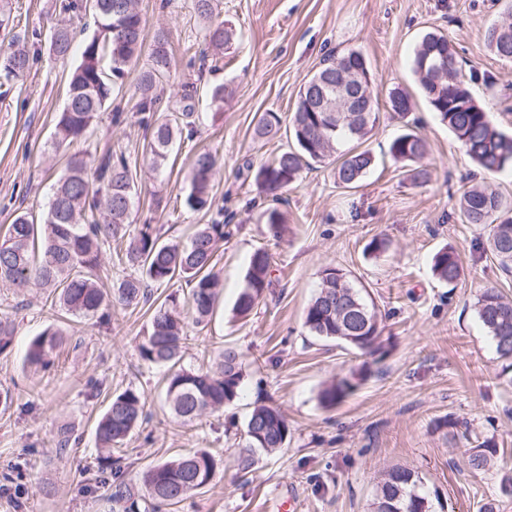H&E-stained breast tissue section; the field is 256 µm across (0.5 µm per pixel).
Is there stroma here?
I'll return each instance as SVG.
<instances>
[{"instance_id": "35a3bbf8", "label": "stroma", "mask_w": 512, "mask_h": 512, "mask_svg": "<svg viewBox=\"0 0 512 512\" xmlns=\"http://www.w3.org/2000/svg\"><path fill=\"white\" fill-rule=\"evenodd\" d=\"M59 0H0L10 9L16 33L35 53L30 74L7 82L0 94V225L20 212L41 217L62 154L48 150L65 105L64 79L76 58L49 51L51 37L67 25L76 44L94 33L92 16H69ZM504 0H214L216 19L229 21L237 36L216 70L197 73L204 30L193 0H138L145 20L144 43L168 35L175 65L166 95L196 85L193 140H176L163 173L144 161L146 134L136 109L138 81L148 55L133 62L86 150L111 141L137 166L141 194L131 224L160 227L165 241L187 244L199 225L212 223L216 208L232 221L217 251L215 273L222 290L207 326L193 321L185 280L153 288L149 303L113 305L107 316L61 315L44 290L0 285V312L15 321L10 348L0 353V393L12 403L0 410V472L22 478L16 491L0 494V512H108L103 489L87 491L101 465L95 429L110 394L144 392L139 426L113 457L136 485L147 467L191 450L206 449L221 460L210 485L189 496L177 512H277V501L294 493L298 512H371L385 471L407 467L422 477L427 494L440 495L448 512H479L492 502L512 512L498 480L512 472V368L498 359L475 310L478 296L496 288L512 297V271H503L488 249L490 228L464 223L459 212L463 184L486 181L512 199V170L481 171L420 94L411 69L422 33L440 30L452 40L474 100L491 123L512 133V59L495 56L488 31L503 18ZM356 50L366 59L378 94V120L360 149L374 167L356 187L337 185L331 161L303 169L282 189L288 230L273 237L261 217L269 200L255 182L257 168L287 149V137L256 138L267 112L289 124L300 88L327 55ZM224 87V106L207 95ZM406 89L415 101L407 119L392 112L390 88ZM120 113L112 122V113ZM410 129L428 144L423 163L430 182L414 183L411 163L394 160L391 140ZM219 157L213 179L216 207L194 212L185 204L189 171L197 150ZM387 247L371 250L374 239ZM459 254L464 274L452 285L432 272L442 247ZM274 259L272 285L247 318L233 315L251 253ZM346 273L367 289L385 317L389 350L366 356L335 341L314 338L304 311L325 269ZM177 295L188 343L180 367L212 369L225 347L240 355L246 376L239 398L201 421L184 424L164 400L165 368L145 363L138 347L156 303ZM62 330L54 366H26L30 339L46 328ZM370 364L372 374L335 408L319 394L334 377ZM281 409L288 420L287 444L258 450L248 471L239 456L247 444L246 423L256 402ZM69 427L66 449L57 442ZM494 440L496 465L474 472L466 452L475 439Z\"/></svg>"}]
</instances>
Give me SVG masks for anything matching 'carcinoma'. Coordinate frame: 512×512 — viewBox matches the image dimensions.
Listing matches in <instances>:
<instances>
[{
	"instance_id": "1",
	"label": "carcinoma",
	"mask_w": 512,
	"mask_h": 512,
	"mask_svg": "<svg viewBox=\"0 0 512 512\" xmlns=\"http://www.w3.org/2000/svg\"><path fill=\"white\" fill-rule=\"evenodd\" d=\"M194 9L207 21L204 39L208 49L215 55L223 54L234 41L235 29L227 22L212 21L213 0H194ZM59 10L75 15L92 12L97 31L84 44L78 64L67 77L66 105L55 126L57 152L90 139L100 112L123 85L128 67L142 54L145 26L137 0H93L90 4L60 0ZM505 12L508 19L490 29L488 46L497 56L508 59L512 57L511 2L506 3ZM0 30L11 35L10 48L0 50V76L22 77L31 69L34 55L22 44L21 36L13 33L10 12L2 8ZM72 48L70 30L58 28L50 50L65 59ZM355 64L366 65L356 50L331 56L300 90L291 118L293 147L280 152L256 173V182L272 194L274 201L280 200L277 191L293 182L304 167L336 153L338 144L362 141L372 131L377 93L370 81L354 89L367 111L314 109L311 85L321 81L334 86L336 77ZM411 65L425 100L477 166L487 172L512 166V136L496 128L472 97L448 37L437 32L424 34L414 49ZM171 68L168 37L160 31L154 36L150 63L139 77L140 98L136 104L147 131L143 157L157 172L165 167L176 138L190 140L195 134L193 123L188 121L192 116V94L186 92L164 105L158 93ZM388 98L397 114L405 116L412 111L405 91L395 90ZM280 130V119L266 113L254 132L270 141L279 137ZM390 153L396 160L419 163L427 153V144L416 133L404 132L392 140ZM217 165V156L209 150L194 154L191 190L185 199L189 209L199 211L212 206ZM371 165L372 156L365 150L342 153L337 156L333 176L337 184L352 187ZM137 196V172L124 155L113 156L109 147L95 166L78 154L69 156L40 220L18 213L0 237V283L45 288L52 304L60 310L85 317L105 312L114 301L137 305L148 300L150 284L160 286L182 277L192 284L188 305L195 322H204L212 316L218 296L213 261L219 243L224 241V209L218 210L219 219L200 225L189 245L180 246L162 241L150 224L141 225L134 233L128 230L129 214ZM459 209L468 224H493L490 251L504 270L511 271L512 202L492 186L476 184L461 193ZM263 218L274 233L284 230L285 214L278 207L267 208ZM114 238L126 239L124 263L140 275L106 289L101 277L102 257ZM432 271L439 280L455 283L462 275L459 256L450 247L439 249L433 256ZM271 274V254L263 249L254 251L244 288L235 303L236 315L245 317L252 312L270 287ZM475 308L498 357L512 362V299L488 288L477 298ZM176 309L174 297L166 298L154 309L139 355L149 364L168 367L167 405L177 419L189 423L232 404L240 395L245 374L240 356L232 347L221 352L214 370L176 368L186 340L184 322ZM304 325L318 338L344 343L364 354L375 355L386 349L382 340L384 324L376 304L336 268L323 271L320 286L305 310ZM13 335V320L1 314L0 353L10 347ZM61 342L59 332L44 330L29 343L25 363L36 371L47 369ZM365 378L364 368L333 378L320 392L321 404L333 407L341 403ZM144 407V394L132 388L112 396L96 426L98 447L110 451L122 442L142 420ZM288 434V421L279 408L255 405L247 421L249 454L243 457L242 467L251 466L256 449L273 451L283 447ZM498 452L494 442L479 441L470 449L467 465L473 471H486ZM218 467L219 460L206 450L171 458L142 472L139 494L125 481L124 466L116 458L109 476H98L95 483L107 488L106 503L112 510L119 506L123 512H136L141 499L154 508L173 510L185 498L211 484ZM422 486L418 473L412 469L389 470L377 487L373 512H434L432 502L421 492Z\"/></svg>"
}]
</instances>
